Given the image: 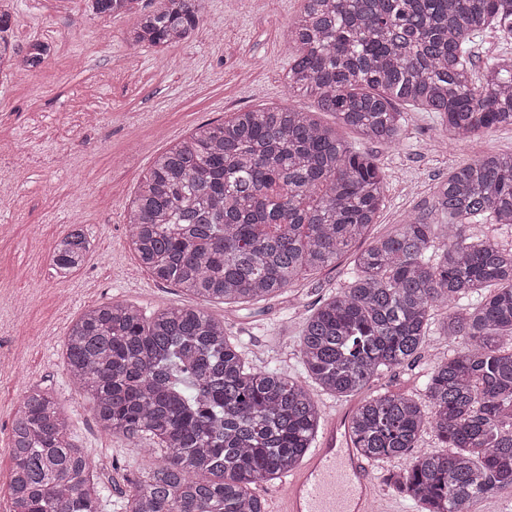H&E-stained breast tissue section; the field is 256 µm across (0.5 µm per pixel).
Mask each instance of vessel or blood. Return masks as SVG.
Segmentation results:
<instances>
[{"label":"vessel or blood","mask_w":512,"mask_h":512,"mask_svg":"<svg viewBox=\"0 0 512 512\" xmlns=\"http://www.w3.org/2000/svg\"><path fill=\"white\" fill-rule=\"evenodd\" d=\"M349 414L346 408L336 411L272 512H374L378 488L370 462L352 444Z\"/></svg>","instance_id":"b4317fda"}]
</instances>
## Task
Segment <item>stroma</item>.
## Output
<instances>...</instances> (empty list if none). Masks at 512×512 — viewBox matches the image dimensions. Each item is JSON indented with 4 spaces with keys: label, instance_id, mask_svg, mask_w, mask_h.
Listing matches in <instances>:
<instances>
[{
    "label": "stroma",
    "instance_id": "35a3bbf8",
    "mask_svg": "<svg viewBox=\"0 0 512 512\" xmlns=\"http://www.w3.org/2000/svg\"><path fill=\"white\" fill-rule=\"evenodd\" d=\"M15 7L17 48L39 39L50 51L39 67L0 75V140L22 161L14 168L0 160V179L11 183L10 196L0 197V512L9 509L11 420L34 386L53 391L69 439L99 469L103 512H124L143 452L102 432L90 398L71 385L64 340L72 322L111 299L149 313L201 305L223 318L250 365L303 380L296 351L302 323L351 276L348 254L278 298L244 309L203 305L156 281L125 231L126 204L143 175L198 124L259 106L314 109L312 98L289 94L283 81L288 29L301 0H204L203 26L164 60L153 48L129 45L128 19L90 15L87 0H15ZM406 119L396 148L340 131L384 170L385 201L367 235L371 242L413 216L440 222L436 191L454 168L485 154L512 153L510 126L441 148L430 113L410 111ZM75 224L92 248L83 267L60 279L55 244ZM447 352V340L429 337L412 362L386 372L375 390L419 393L432 361Z\"/></svg>",
    "mask_w": 512,
    "mask_h": 512
}]
</instances>
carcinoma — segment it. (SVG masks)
I'll use <instances>...</instances> for the list:
<instances>
[{
	"label": "carcinoma",
	"instance_id": "cac0c4a2",
	"mask_svg": "<svg viewBox=\"0 0 512 512\" xmlns=\"http://www.w3.org/2000/svg\"><path fill=\"white\" fill-rule=\"evenodd\" d=\"M201 2L160 0L144 13L139 0H89L96 15L137 16L130 43L160 50L200 28ZM302 2L285 84L316 110L254 108L197 126L130 200L131 246L154 279L226 305L280 296L355 253L347 284L303 323L299 356L323 391L359 398L350 434L361 454L414 453L390 476L394 492L419 512H467L481 496L512 492V244L470 233L512 229V154L449 173L436 198L447 223L410 220L359 251L384 204V174L317 112L389 148L403 138L401 105L435 113L449 141L512 126V52L478 73L468 50L491 29L512 36V0ZM11 24L0 6V73L48 53L40 41L17 51L3 36ZM89 246L73 225L55 247L56 272L82 267ZM432 331L453 347L422 393H369ZM65 366L104 431L151 441L125 512H266L255 487L297 469L325 423L307 382L249 366L224 319L201 308L147 316L127 301L95 305L69 329ZM427 430L444 450L419 448ZM11 439L9 512H101L97 469L67 439L49 390L27 392Z\"/></svg>",
	"mask_w": 512,
	"mask_h": 512
}]
</instances>
